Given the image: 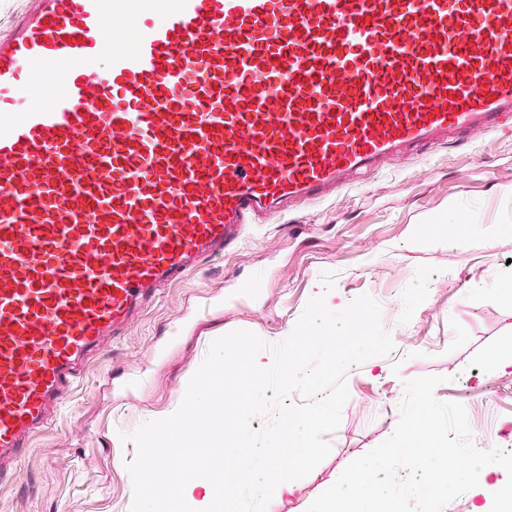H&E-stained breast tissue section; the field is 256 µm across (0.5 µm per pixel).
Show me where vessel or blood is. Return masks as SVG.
I'll use <instances>...</instances> for the list:
<instances>
[{"label":"vessel or blood","instance_id":"obj_1","mask_svg":"<svg viewBox=\"0 0 512 512\" xmlns=\"http://www.w3.org/2000/svg\"><path fill=\"white\" fill-rule=\"evenodd\" d=\"M0 22V483L105 338L260 216L512 133V0H17Z\"/></svg>","mask_w":512,"mask_h":512}]
</instances>
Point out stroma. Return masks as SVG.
I'll use <instances>...</instances> for the list:
<instances>
[{
	"instance_id": "obj_1",
	"label": "stroma",
	"mask_w": 512,
	"mask_h": 512,
	"mask_svg": "<svg viewBox=\"0 0 512 512\" xmlns=\"http://www.w3.org/2000/svg\"><path fill=\"white\" fill-rule=\"evenodd\" d=\"M463 204L503 232L469 241L449 212ZM433 236L413 243L415 231ZM336 275L335 302L367 294L396 350L351 369L329 455L267 512H306L344 468L394 431L404 383L446 381L434 395L467 410L474 444L512 451V135L385 161L367 180L251 226L222 260L165 288L67 396L0 486V512H136L142 469L211 343L247 330L276 344Z\"/></svg>"
}]
</instances>
